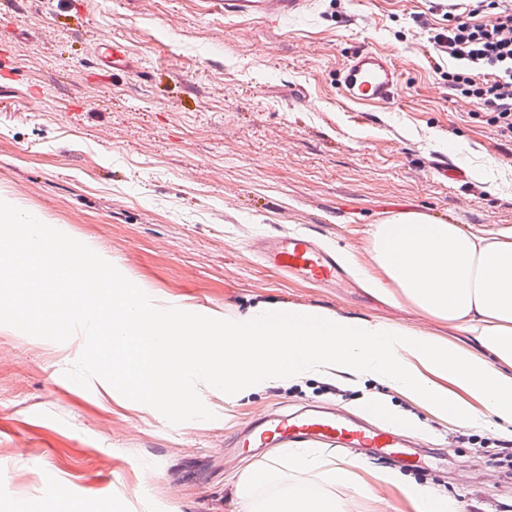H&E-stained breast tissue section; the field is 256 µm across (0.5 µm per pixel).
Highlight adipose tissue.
I'll use <instances>...</instances> for the list:
<instances>
[{
    "mask_svg": "<svg viewBox=\"0 0 512 512\" xmlns=\"http://www.w3.org/2000/svg\"><path fill=\"white\" fill-rule=\"evenodd\" d=\"M26 225V235L0 255V279L18 281L12 301L23 323L54 321L61 305L89 320L96 354L110 379L131 396L186 415L198 395L186 386L203 376L209 389L243 395L269 382L318 376L343 368L359 379H373L425 405L453 425L478 427L482 417L464 403L480 400L498 419L500 434L512 436V228L467 232L456 224H435L420 213L397 214L373 225L371 257L383 279H371L378 293L388 287L428 315L461 323L478 352L459 351L433 337L386 323L355 322L323 309L298 311L261 303L216 331L212 321L147 301L139 288L97 278L93 308L79 305L87 271L98 265L96 251L76 253L49 234L41 222L0 204V225ZM461 389L450 395L446 383ZM291 463L303 476L362 493L361 460L338 464L325 451L294 449ZM376 478L398 486L415 512H448L446 499L382 470ZM265 512H344L342 500L309 493L286 494Z\"/></svg>",
    "mask_w": 512,
    "mask_h": 512,
    "instance_id": "1",
    "label": "adipose tissue"
}]
</instances>
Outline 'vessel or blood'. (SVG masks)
I'll use <instances>...</instances> for the list:
<instances>
[{
	"mask_svg": "<svg viewBox=\"0 0 512 512\" xmlns=\"http://www.w3.org/2000/svg\"><path fill=\"white\" fill-rule=\"evenodd\" d=\"M310 0H224V14L237 18H264L284 21L306 11ZM339 89L353 103L383 106L398 93L397 68L381 52L359 48L351 52L339 73ZM261 258L277 270L303 280L333 285L345 271L333 252L323 248L306 232L265 236L255 242ZM398 423L380 425L344 418L342 413L311 409L284 415L271 414L249 424L239 435L243 448H292L299 443L371 448L402 455L410 440L401 438Z\"/></svg>",
	"mask_w": 512,
	"mask_h": 512,
	"instance_id": "1",
	"label": "vessel or blood"
}]
</instances>
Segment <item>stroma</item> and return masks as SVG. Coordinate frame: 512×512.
<instances>
[{
    "instance_id": "1",
    "label": "stroma",
    "mask_w": 512,
    "mask_h": 512,
    "mask_svg": "<svg viewBox=\"0 0 512 512\" xmlns=\"http://www.w3.org/2000/svg\"><path fill=\"white\" fill-rule=\"evenodd\" d=\"M430 0H314L280 24L228 19L219 0H0V202L41 218L72 250L94 249L113 279L167 307L192 306L215 326L258 303L323 308L388 322L463 351L456 323L371 290L376 267L345 292L266 265L256 238L314 233L340 261L369 257L370 225L421 212L467 230L512 227V143L457 105L435 66ZM111 37L129 68L106 66ZM395 60L399 92L360 108L337 84L351 51ZM447 161L464 178L444 177ZM89 331L20 326L0 296V512H239L232 485L246 464L278 473L255 506L299 488L278 448H239L240 425L271 408L336 404L363 419L367 402L419 437V463L337 448L447 499L455 512H512V463L493 466L496 419L468 428L373 380L358 390L336 370L241 397L202 392L185 417L106 392ZM366 495L313 479L345 512H414L393 485Z\"/></svg>"
}]
</instances>
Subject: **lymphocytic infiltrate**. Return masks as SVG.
Masks as SVG:
<instances>
[{"label": "lymphocytic infiltrate", "mask_w": 512, "mask_h": 512, "mask_svg": "<svg viewBox=\"0 0 512 512\" xmlns=\"http://www.w3.org/2000/svg\"><path fill=\"white\" fill-rule=\"evenodd\" d=\"M446 26L429 42L452 62L448 86L485 107L497 134L512 140V0H447Z\"/></svg>", "instance_id": "lymphocytic-infiltrate-1"}]
</instances>
